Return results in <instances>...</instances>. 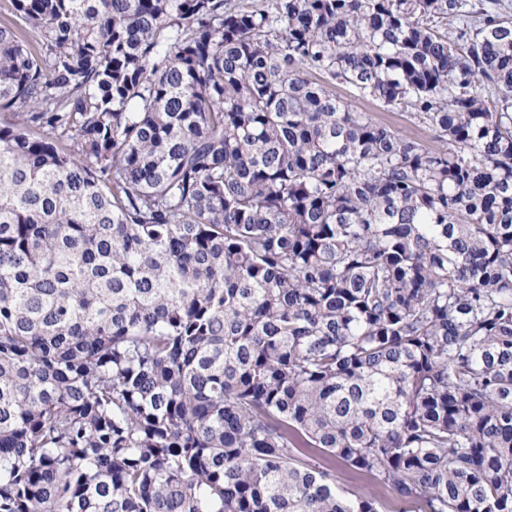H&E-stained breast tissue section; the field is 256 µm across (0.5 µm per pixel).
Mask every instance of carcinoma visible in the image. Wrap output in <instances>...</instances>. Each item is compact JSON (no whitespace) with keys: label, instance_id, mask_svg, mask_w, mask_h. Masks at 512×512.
Masks as SVG:
<instances>
[{"label":"carcinoma","instance_id":"cac0c4a2","mask_svg":"<svg viewBox=\"0 0 512 512\" xmlns=\"http://www.w3.org/2000/svg\"><path fill=\"white\" fill-rule=\"evenodd\" d=\"M0 112V512H512L505 0H9ZM356 105L359 111L370 112L375 118L388 123L398 131L414 133L428 146H436L439 143L438 133L434 129L414 126L405 111L391 109L382 103L369 100L357 101ZM336 484L343 487L350 493H357L362 489L371 490L375 496L389 507L396 511L409 509L410 506L402 503H390L389 495L381 488L372 486L369 476H358L353 474L345 467L336 464Z\"/></svg>","mask_w":512,"mask_h":512}]
</instances>
